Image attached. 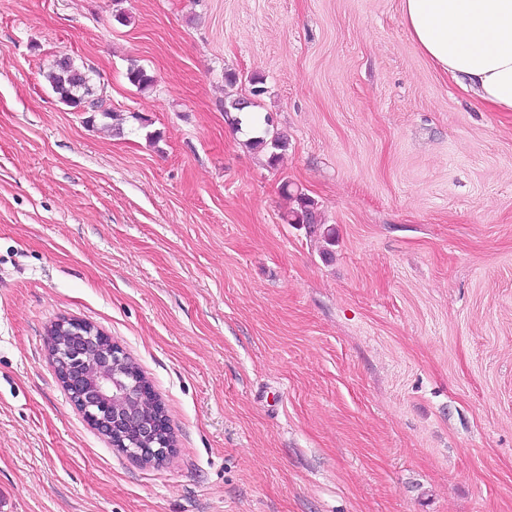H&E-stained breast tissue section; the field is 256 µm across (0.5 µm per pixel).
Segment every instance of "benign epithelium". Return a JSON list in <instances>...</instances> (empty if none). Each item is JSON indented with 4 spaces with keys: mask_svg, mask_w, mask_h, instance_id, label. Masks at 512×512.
<instances>
[{
    "mask_svg": "<svg viewBox=\"0 0 512 512\" xmlns=\"http://www.w3.org/2000/svg\"><path fill=\"white\" fill-rule=\"evenodd\" d=\"M53 329L49 355L76 409L112 447L144 465L163 462L174 448L169 423L128 354L90 322L60 319Z\"/></svg>",
    "mask_w": 512,
    "mask_h": 512,
    "instance_id": "obj_1",
    "label": "benign epithelium"
}]
</instances>
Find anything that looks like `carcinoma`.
<instances>
[{
    "mask_svg": "<svg viewBox=\"0 0 512 512\" xmlns=\"http://www.w3.org/2000/svg\"><path fill=\"white\" fill-rule=\"evenodd\" d=\"M128 82L141 91L153 87L154 76L145 68L132 66L126 72ZM47 80L60 99V101L77 112H89L103 118L111 116V112L105 107V100L98 90L91 83L87 71L75 65L68 57L58 59L53 68L47 74ZM265 129L258 136L251 137L247 144L252 149H260L267 152L268 164L276 165L282 151L286 150L287 141L281 134L271 130L272 120L267 116L264 118ZM284 194L293 202L285 216L288 224H303L310 229V232L320 233L323 242L332 246L336 242V228L318 223L317 203L299 187L288 183L283 185Z\"/></svg>",
    "mask_w": 512,
    "mask_h": 512,
    "instance_id": "carcinoma-1",
    "label": "carcinoma"
}]
</instances>
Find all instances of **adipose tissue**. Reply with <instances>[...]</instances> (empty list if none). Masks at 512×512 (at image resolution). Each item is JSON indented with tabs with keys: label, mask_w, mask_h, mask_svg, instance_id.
<instances>
[{
	"label": "adipose tissue",
	"mask_w": 512,
	"mask_h": 512,
	"mask_svg": "<svg viewBox=\"0 0 512 512\" xmlns=\"http://www.w3.org/2000/svg\"><path fill=\"white\" fill-rule=\"evenodd\" d=\"M412 39L451 81L512 112V0H402Z\"/></svg>",
	"instance_id": "1"
}]
</instances>
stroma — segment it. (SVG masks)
<instances>
[{"mask_svg": "<svg viewBox=\"0 0 512 512\" xmlns=\"http://www.w3.org/2000/svg\"><path fill=\"white\" fill-rule=\"evenodd\" d=\"M62 56L111 118L59 102ZM63 318L139 365L164 462L72 405ZM0 512H512V112L402 0H0ZM265 129H263L261 135L251 137L247 140V144L251 149H260L266 151L268 154V164L275 166L280 158L282 151L286 150L287 141L277 131L275 132L270 129L273 125L271 117L265 116L264 118ZM284 194L293 202V206L289 209L285 216L287 224L299 225L305 224L310 232L319 231L323 242L327 246H333L336 242V229L332 226L318 223L317 203L309 195L303 192L298 186L291 184L283 185Z\"/></svg>", "mask_w": 512, "mask_h": 512, "instance_id": "35a3bbf8", "label": "stroma"}]
</instances>
